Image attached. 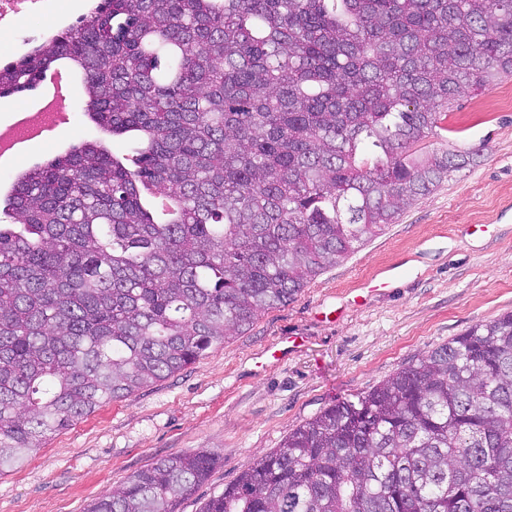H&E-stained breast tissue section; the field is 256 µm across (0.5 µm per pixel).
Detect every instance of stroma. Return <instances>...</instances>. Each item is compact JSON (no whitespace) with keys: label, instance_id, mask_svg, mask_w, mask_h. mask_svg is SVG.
<instances>
[{"label":"stroma","instance_id":"stroma-1","mask_svg":"<svg viewBox=\"0 0 512 512\" xmlns=\"http://www.w3.org/2000/svg\"><path fill=\"white\" fill-rule=\"evenodd\" d=\"M60 121L0 165V211L16 175L80 142L128 153L86 114L80 70ZM430 147L478 150L397 223L287 304L165 380L49 437L0 477V512H86L134 472L207 449L224 461L177 512H201L254 459L325 407L377 386L474 324L512 312V78L462 97ZM390 287L355 301L384 267ZM298 343L282 349L281 339Z\"/></svg>","mask_w":512,"mask_h":512}]
</instances>
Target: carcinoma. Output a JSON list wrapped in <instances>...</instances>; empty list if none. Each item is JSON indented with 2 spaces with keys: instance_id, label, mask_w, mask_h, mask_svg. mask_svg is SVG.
<instances>
[{
  "instance_id": "1",
  "label": "carcinoma",
  "mask_w": 512,
  "mask_h": 512,
  "mask_svg": "<svg viewBox=\"0 0 512 512\" xmlns=\"http://www.w3.org/2000/svg\"><path fill=\"white\" fill-rule=\"evenodd\" d=\"M60 61L90 118L141 142L124 161L82 142L14 185L0 476L242 334L474 163L421 143L512 76V0H98L0 65V96ZM219 459L163 457L87 512H175ZM203 512H512V313L326 407Z\"/></svg>"
}]
</instances>
